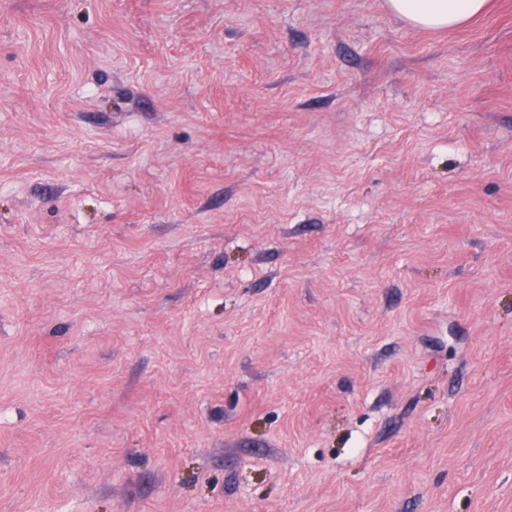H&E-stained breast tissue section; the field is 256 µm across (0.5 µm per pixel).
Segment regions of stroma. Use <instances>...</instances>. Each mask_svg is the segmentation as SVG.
Returning <instances> with one entry per match:
<instances>
[{"label":"stroma","mask_w":512,"mask_h":512,"mask_svg":"<svg viewBox=\"0 0 512 512\" xmlns=\"http://www.w3.org/2000/svg\"><path fill=\"white\" fill-rule=\"evenodd\" d=\"M0 512H512V0H0ZM488 0H386L388 8L410 24L446 29L481 14Z\"/></svg>","instance_id":"obj_1"}]
</instances>
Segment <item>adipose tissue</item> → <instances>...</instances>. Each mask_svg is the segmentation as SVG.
Listing matches in <instances>:
<instances>
[{
    "label": "adipose tissue",
    "mask_w": 512,
    "mask_h": 512,
    "mask_svg": "<svg viewBox=\"0 0 512 512\" xmlns=\"http://www.w3.org/2000/svg\"><path fill=\"white\" fill-rule=\"evenodd\" d=\"M488 0H386L388 8L410 24L446 29L481 14Z\"/></svg>",
    "instance_id": "1"
}]
</instances>
